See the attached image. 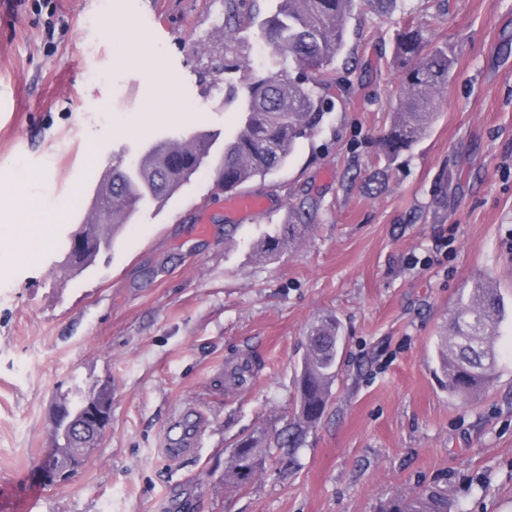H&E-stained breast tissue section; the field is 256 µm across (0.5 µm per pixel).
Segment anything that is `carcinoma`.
I'll use <instances>...</instances> for the list:
<instances>
[{
	"label": "carcinoma",
	"instance_id": "obj_1",
	"mask_svg": "<svg viewBox=\"0 0 512 512\" xmlns=\"http://www.w3.org/2000/svg\"><path fill=\"white\" fill-rule=\"evenodd\" d=\"M355 2L277 0L275 11L261 26V38L273 52L271 71L246 86L239 130L224 142L218 158L217 188L231 191L273 176L288 165L299 140L321 123L325 114L322 75L343 51ZM242 5L243 0H224V26L217 30L219 35L231 38ZM287 58L310 69L314 83L291 79L285 68ZM395 64L399 73L397 103L382 137L383 153L390 162L411 151L430 128L438 94L448 85L452 60L448 46H429L422 27L408 24L397 33ZM213 146V140L191 135L151 144L130 169L123 158L113 159L112 174L99 190L97 209L90 223L82 227L86 244L67 255L65 266L79 273L91 268L101 253L112 249L115 231L126 223L131 208L148 198L163 200L173 195L212 155ZM305 228L292 221L278 225L256 243V254L262 258L278 254L301 239ZM507 315L504 300L487 279L474 281L458 297L447 331L436 345L437 371L448 393L466 399L495 382L498 329ZM342 341L340 321L332 314L308 326L298 405L281 430H262L236 442L224 468V484L241 487L249 483L263 470L272 448L291 451L305 444L326 411ZM111 403L110 384L81 391L74 399L65 396L59 400L57 406L65 415L53 412L50 416L57 477L76 470L90 457L76 449L66 435V420L81 419L89 404L108 408ZM387 512H448V495L437 488H423L409 498L395 500Z\"/></svg>",
	"mask_w": 512,
	"mask_h": 512
}]
</instances>
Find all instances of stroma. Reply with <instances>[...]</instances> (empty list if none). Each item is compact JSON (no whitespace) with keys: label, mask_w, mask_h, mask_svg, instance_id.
<instances>
[{"label":"stroma","mask_w":512,"mask_h":512,"mask_svg":"<svg viewBox=\"0 0 512 512\" xmlns=\"http://www.w3.org/2000/svg\"><path fill=\"white\" fill-rule=\"evenodd\" d=\"M274 7L244 9L228 53L213 36L222 0H112L105 15L99 0H0V182L54 216L28 258L0 235V512H378L426 486L458 512H512V314L500 375L478 398L450 395L432 360L475 279L512 311V0H357L322 77L332 110L286 168L245 186L266 212L227 211L209 162L164 206L141 204L91 274L63 267L113 158L202 130L222 151L247 83L267 72L257 43ZM52 15L63 26L49 44ZM408 22L454 67L430 133L391 163L379 138ZM160 78L173 104L157 99ZM303 201L304 237L257 257ZM326 312L344 348L323 419L294 457L272 450L247 487L226 486L232 444L285 426L305 330ZM246 360L252 377L235 387L227 372ZM103 382L105 435L45 484L55 402Z\"/></svg>","instance_id":"stroma-1"}]
</instances>
